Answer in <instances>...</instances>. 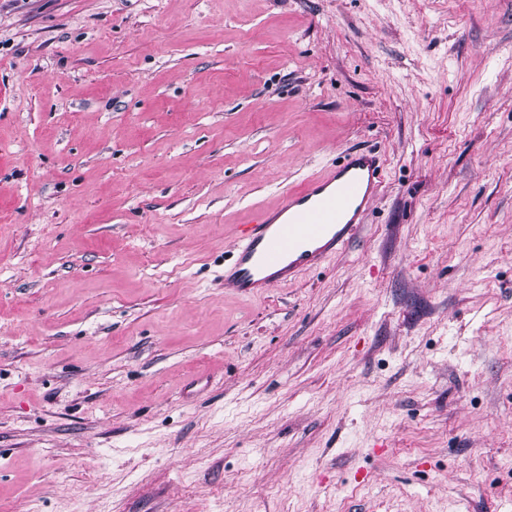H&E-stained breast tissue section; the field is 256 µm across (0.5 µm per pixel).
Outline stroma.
<instances>
[{"label": "stroma", "mask_w": 512, "mask_h": 512, "mask_svg": "<svg viewBox=\"0 0 512 512\" xmlns=\"http://www.w3.org/2000/svg\"><path fill=\"white\" fill-rule=\"evenodd\" d=\"M0 512H512V0H0ZM281 203L258 210L224 265V288L252 297L320 267L357 235L379 195L382 163L372 150L350 149L342 161L304 179Z\"/></svg>", "instance_id": "stroma-1"}]
</instances>
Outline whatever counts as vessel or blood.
Listing matches in <instances>:
<instances>
[{
  "mask_svg": "<svg viewBox=\"0 0 512 512\" xmlns=\"http://www.w3.org/2000/svg\"><path fill=\"white\" fill-rule=\"evenodd\" d=\"M382 185L371 150L351 149L340 163L305 178L281 203L258 210L231 249L224 287L252 297L320 267L359 232Z\"/></svg>",
  "mask_w": 512,
  "mask_h": 512,
  "instance_id": "1",
  "label": "vessel or blood"
}]
</instances>
